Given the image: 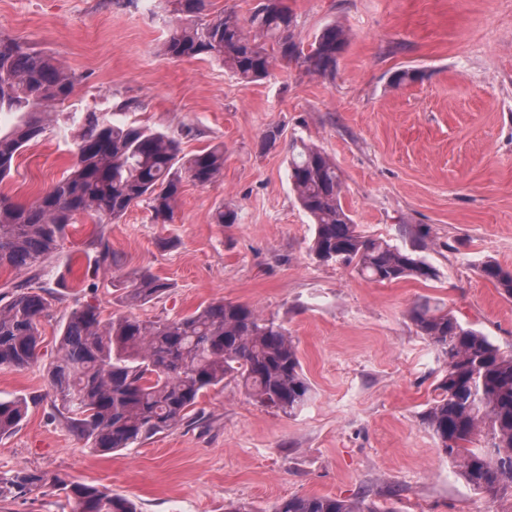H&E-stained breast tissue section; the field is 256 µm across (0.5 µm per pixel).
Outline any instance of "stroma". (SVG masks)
<instances>
[{
    "label": "stroma",
    "instance_id": "35a3bbf8",
    "mask_svg": "<svg viewBox=\"0 0 512 512\" xmlns=\"http://www.w3.org/2000/svg\"><path fill=\"white\" fill-rule=\"evenodd\" d=\"M286 2L303 43L332 21L349 28L335 76L280 62L244 83L211 59L168 60L166 0H0V34L78 77L62 106L73 122L24 148L1 191L29 203L59 180L88 112L175 136L187 155L224 146L223 178L184 181L173 223L138 205L116 223L68 226L40 273L50 306L39 360L0 367V399L28 403L0 438V473L102 486L139 512L240 502L272 512L295 495L362 496L393 512H512V498L470 487L427 427L443 362L408 318L415 302L437 301L512 353V298L480 274L487 261L512 269V0ZM405 69L422 79L391 87ZM273 125L284 133L263 147ZM301 141L334 159L360 231L417 247L434 280L374 282L310 254L313 226L287 178L289 147ZM223 205L236 223H215ZM142 272L170 288L127 305L122 285ZM221 300L287 327L311 387L296 414L256 404L228 379L201 397L198 414L109 454L52 416L46 367L75 307L153 320Z\"/></svg>",
    "mask_w": 512,
    "mask_h": 512
}]
</instances>
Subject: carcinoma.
Wrapping results in <instances>:
<instances>
[{"label": "carcinoma", "instance_id": "obj_1", "mask_svg": "<svg viewBox=\"0 0 512 512\" xmlns=\"http://www.w3.org/2000/svg\"><path fill=\"white\" fill-rule=\"evenodd\" d=\"M170 2L175 20L161 54L173 61L209 57L246 83L266 78L278 61H299L309 74L332 77L349 43V33L331 23L304 49L297 19L283 0H258L244 22L228 13L207 17L209 0ZM75 81L51 55L0 35V112L14 117L9 127H0V183L21 150L47 131V111L69 98ZM291 151L288 180L313 221L310 251L317 259L352 264L377 282L437 277L417 249L361 233L342 205L340 175L325 151L295 142ZM223 175L222 144L186 158L169 134L89 112L69 173L27 205L0 192V268L39 270L60 250L66 227L81 216L116 222L130 207L144 204L155 221L169 224L183 178L205 186ZM480 272L512 298V269L486 262ZM168 288L142 273L124 289L125 301L145 304ZM48 306L41 287L0 294V366L25 369L38 361L40 321ZM408 317L445 363L424 416L429 430L469 486L491 498L512 497V354L427 299L415 303ZM228 377L257 403L286 415L300 410L310 392L288 329L231 301L154 321L131 315L104 321L94 306L77 308L46 372L53 416L63 418L88 448L105 453L175 427ZM27 407L24 398L0 400L1 437L19 426ZM29 493L63 496V512H138L130 499L95 486L35 471L0 476V497ZM274 512L394 510L362 497L307 495L280 501Z\"/></svg>", "mask_w": 512, "mask_h": 512}]
</instances>
